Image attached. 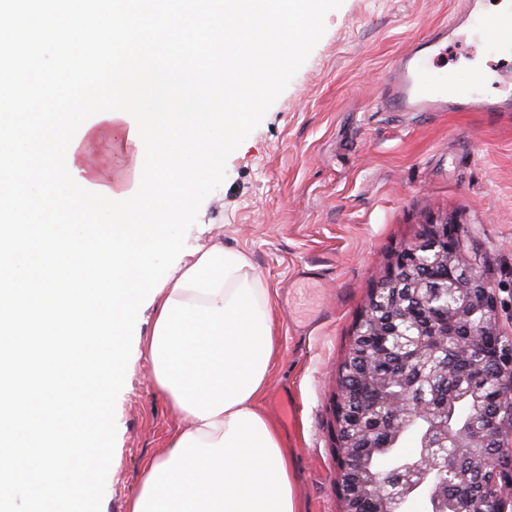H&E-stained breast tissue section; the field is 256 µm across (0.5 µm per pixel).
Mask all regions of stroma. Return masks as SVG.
Masks as SVG:
<instances>
[{
    "label": "stroma",
    "instance_id": "obj_1",
    "mask_svg": "<svg viewBox=\"0 0 512 512\" xmlns=\"http://www.w3.org/2000/svg\"><path fill=\"white\" fill-rule=\"evenodd\" d=\"M461 0H323L209 176L190 184L194 208L159 254L153 281L212 241L248 257L275 297L276 357L260 401L291 457L301 512H342L338 369L365 303L397 254L428 222L458 226L512 320V111L394 112L381 105L396 57L456 16ZM448 70L479 66L497 98L500 58L449 45ZM155 305L143 292L122 347L127 368L95 444L107 467L86 512H126L145 464L180 422L156 386L145 342ZM293 413L280 414L281 402Z\"/></svg>",
    "mask_w": 512,
    "mask_h": 512
}]
</instances>
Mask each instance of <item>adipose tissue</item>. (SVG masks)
<instances>
[{
	"instance_id": "adipose-tissue-1",
	"label": "adipose tissue",
	"mask_w": 512,
	"mask_h": 512,
	"mask_svg": "<svg viewBox=\"0 0 512 512\" xmlns=\"http://www.w3.org/2000/svg\"><path fill=\"white\" fill-rule=\"evenodd\" d=\"M150 0H0V157L15 160L0 200V512L29 485L31 512H67L84 489L71 470L108 422L100 398L127 361L120 342L144 289L156 317L146 342L154 381L184 418L165 452L145 467L128 512H298L288 450L257 400L274 353L272 297L245 254L214 243L154 286L152 260L175 250L190 210L187 183L205 178L217 147L243 123L235 76L261 84L290 63L292 28H313L319 0H183L178 42L115 71L94 122L73 137L69 113L29 124L70 95L89 54L121 58L149 29ZM23 34L38 46L24 86L5 66ZM68 48L47 67L46 48ZM174 93L167 111L144 110L146 94ZM112 140L127 159L115 171L92 154ZM167 149L155 154L158 143ZM93 213L94 226L57 220L61 207Z\"/></svg>"
}]
</instances>
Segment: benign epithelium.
<instances>
[{"instance_id":"obj_1","label":"benign epithelium","mask_w":512,"mask_h":512,"mask_svg":"<svg viewBox=\"0 0 512 512\" xmlns=\"http://www.w3.org/2000/svg\"><path fill=\"white\" fill-rule=\"evenodd\" d=\"M416 297L460 320L482 311L480 329L457 324L432 329L414 324L415 335L396 328L384 334L383 345L406 353L410 372L376 378L377 388L395 385L397 392L383 398V431L393 436L412 426L420 427L416 448L398 460L386 475L361 485L354 479L369 462L358 456L352 440L338 448L339 492L343 512H355L353 504L364 499L379 505V512H402L412 497L425 498L433 512H448V486L466 502L468 512H488L484 498L472 493L463 468L478 480L496 488L494 512H512V338L500 324L497 288L483 280L479 263L466 255L457 228L448 223H430L420 237L395 258L383 284L374 289L365 305L392 310ZM457 347L471 355L472 371L479 385L471 389L473 407L460 425L448 422V410L430 401L418 386L423 380L433 386L454 379L436 351ZM350 389L339 381L335 417L350 429Z\"/></svg>"}]
</instances>
